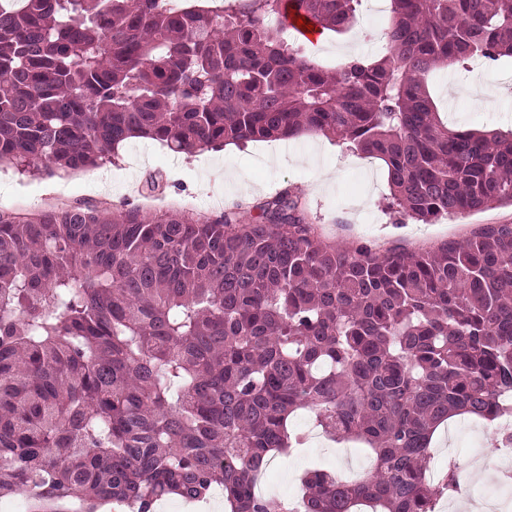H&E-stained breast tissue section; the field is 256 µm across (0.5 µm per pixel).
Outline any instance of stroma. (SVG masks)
<instances>
[{
	"label": "stroma",
	"instance_id": "35a3bbf8",
	"mask_svg": "<svg viewBox=\"0 0 512 512\" xmlns=\"http://www.w3.org/2000/svg\"><path fill=\"white\" fill-rule=\"evenodd\" d=\"M389 19L388 10L370 13L367 0H362L349 30L324 31L323 44L313 52V60L325 68L336 67L343 61L339 49L345 45L354 47L359 58L376 59L384 48ZM428 87L449 123L486 131L512 129V58H501L493 65L473 58L437 70L429 77ZM151 172L162 174L167 188L164 195L147 199L141 196L140 187ZM287 185L301 196L309 222L338 242L418 250L464 237L480 224H512V206L447 217L433 224L400 218L390 207L382 161L335 138L319 145L314 134L289 141L251 142L226 152L191 154H176L158 142L135 139L120 148L114 163L62 176L2 165L0 209L37 210L79 201L116 206L126 201L147 210L176 204L195 216L216 215L239 199L258 203ZM497 443L492 431L466 417L443 426L432 441L436 464L444 466L453 459L463 465L461 481L473 484L468 498L472 512H483L489 497L512 506V493L502 483ZM316 465L356 480L369 470L371 461L349 442L308 444L289 457L275 459L259 490L283 499L296 496L301 475Z\"/></svg>",
	"mask_w": 512,
	"mask_h": 512
}]
</instances>
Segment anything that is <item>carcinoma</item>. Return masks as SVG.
Masks as SVG:
<instances>
[{"instance_id":"carcinoma-1","label":"carcinoma","mask_w":512,"mask_h":512,"mask_svg":"<svg viewBox=\"0 0 512 512\" xmlns=\"http://www.w3.org/2000/svg\"><path fill=\"white\" fill-rule=\"evenodd\" d=\"M360 0H0V163L96 168L132 139L173 153L333 136L384 162L424 224L512 206V130L450 125L428 77L512 58V0H389L380 59L329 71L281 20L351 27ZM245 222L179 207L0 210V500L155 512L259 494L308 409L364 446L359 481L302 478L299 512H437L436 429L512 404V224L420 251L328 241L285 189Z\"/></svg>"}]
</instances>
